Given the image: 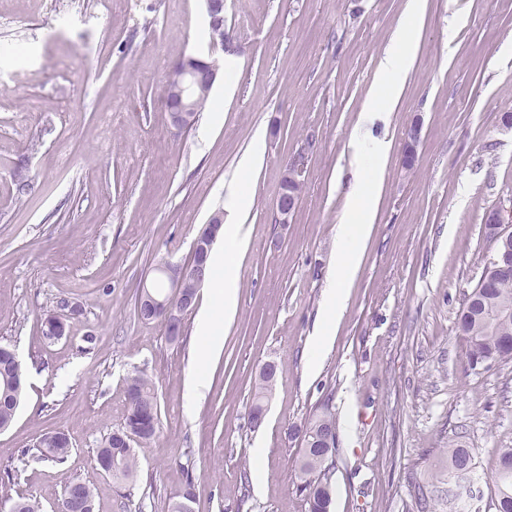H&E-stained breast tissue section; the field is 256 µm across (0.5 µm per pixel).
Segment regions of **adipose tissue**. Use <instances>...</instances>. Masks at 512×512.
Wrapping results in <instances>:
<instances>
[{
  "label": "adipose tissue",
  "mask_w": 512,
  "mask_h": 512,
  "mask_svg": "<svg viewBox=\"0 0 512 512\" xmlns=\"http://www.w3.org/2000/svg\"><path fill=\"white\" fill-rule=\"evenodd\" d=\"M421 11L422 0H408L403 23L379 62L360 115L361 124L372 123L376 114L393 110L415 48L416 26ZM351 147L357 169L346 193L336 230L337 261L329 276L330 285L324 292L323 326L311 342L309 365L313 368L317 367L321 355L333 341L336 323L346 306V286L359 271L363 248L373 226L380 168L388 152L386 141L359 135L352 139ZM249 233L245 224L225 225L222 244L217 245L208 256L206 278L211 288L208 303L200 308L197 315L200 347L196 357V371L189 385L191 394H200L204 389L206 367L223 347L219 323L237 308V273L225 258L226 248L231 245L237 250H244Z\"/></svg>",
  "instance_id": "1"
}]
</instances>
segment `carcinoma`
Returning <instances> with one entry per match:
<instances>
[{
  "label": "carcinoma",
  "instance_id": "carcinoma-1",
  "mask_svg": "<svg viewBox=\"0 0 512 512\" xmlns=\"http://www.w3.org/2000/svg\"><path fill=\"white\" fill-rule=\"evenodd\" d=\"M164 264L154 268L155 282L140 290L136 315L142 321L163 320V306L174 310L190 311L196 301L198 289L184 285L178 293L170 295L163 288ZM83 314L79 305L67 308V301L57 303V311L41 321L45 339L50 335L49 318L66 319ZM457 329L468 344L474 360L512 361V268L493 275L487 288H473L465 297L457 315ZM277 369L261 371L249 408V423L259 427L264 420L266 402L272 392ZM23 387L21 364L12 351L0 345V430L12 424L20 405ZM127 415L122 427L108 433L99 442L93 454L96 470L117 482H134L139 471L137 450L134 445L155 439L160 429V409L153 382L144 375L127 380ZM289 435L301 441L299 471L302 483L297 490L303 495L308 512H330L333 486L331 472L336 456V419L329 405L322 403L304 425L290 428ZM36 457L56 464L66 462L71 443L62 431L43 435L35 444ZM474 476L473 455L455 439L448 443V478L459 483ZM490 481L494 485L495 512H512V448H504L499 456L498 469ZM94 487L79 479L70 480L64 490L59 512H94Z\"/></svg>",
  "mask_w": 512,
  "mask_h": 512
}]
</instances>
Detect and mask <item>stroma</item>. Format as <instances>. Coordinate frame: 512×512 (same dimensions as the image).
Masks as SVG:
<instances>
[{"mask_svg": "<svg viewBox=\"0 0 512 512\" xmlns=\"http://www.w3.org/2000/svg\"><path fill=\"white\" fill-rule=\"evenodd\" d=\"M405 7L224 0L236 50L210 94L221 120L205 133L176 130L163 101L171 68L209 51L203 0H0V342L27 378L0 431V512L21 494L56 512L73 478L94 485L95 512H170L189 482L192 512H307L288 430L325 401L338 448L330 512H416L422 484L437 488L433 512H448L456 437L479 478L494 473L512 448V362L472 370L456 317L491 254L483 215L512 201V130L500 122L512 112V0H425L397 105L375 121L390 151L373 232L333 343L308 366L354 170L349 143ZM303 147L300 201L289 224L273 223ZM254 148L263 163L247 174L240 160ZM18 167L31 194L16 190ZM236 184L252 198L238 305L193 399L195 313L173 343L161 321L138 319L136 299L158 261H189ZM63 299L83 313L51 342L40 321ZM270 362L275 384L253 431L249 405ZM139 373L155 384L160 432L139 445L128 490L91 454L123 426L125 380ZM55 430L73 444L66 464L26 455ZM258 446L263 476L244 478Z\"/></svg>", "mask_w": 512, "mask_h": 512, "instance_id": "35a3bbf8", "label": "stroma"}]
</instances>
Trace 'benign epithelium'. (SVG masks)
Here are the masks:
<instances>
[{"mask_svg":"<svg viewBox=\"0 0 512 512\" xmlns=\"http://www.w3.org/2000/svg\"><path fill=\"white\" fill-rule=\"evenodd\" d=\"M208 26L211 32V47H225L224 39V0H205ZM206 59L196 56H187L185 62L168 74V87L176 106L171 109L173 117L171 124L179 129L191 128L196 120L195 101L199 94L205 90V84H214L217 75L205 77ZM420 140L419 128L414 125L409 128L403 151V165L413 167L417 158V146ZM307 159L303 153L293 157L283 177L282 187L275 207V223H289L296 204L287 197L288 190L301 183L300 177L306 167ZM512 223V207L496 204L489 207L483 217V224L491 237L494 254L489 264L505 269L512 261V242L509 241V224Z\"/></svg>","mask_w":512,"mask_h":512,"instance_id":"1","label":"benign epithelium"}]
</instances>
